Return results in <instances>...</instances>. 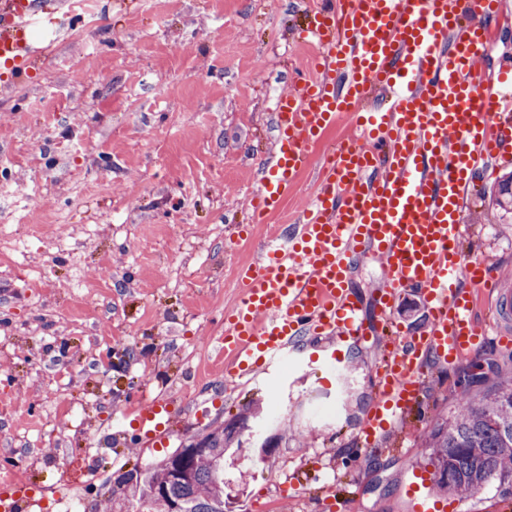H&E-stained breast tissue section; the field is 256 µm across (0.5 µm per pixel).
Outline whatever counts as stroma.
I'll return each mask as SVG.
<instances>
[{"label": "stroma", "instance_id": "obj_1", "mask_svg": "<svg viewBox=\"0 0 512 512\" xmlns=\"http://www.w3.org/2000/svg\"><path fill=\"white\" fill-rule=\"evenodd\" d=\"M296 0H112L84 41L60 38L23 79L0 71V219L44 228L26 259L0 263V412L38 444L9 459L34 488L80 486L109 512L103 489L134 466L162 460L184 442L237 421L245 406L264 417L224 453L227 512H407L414 470L430 472L428 423L512 374V350L491 339L453 364L432 365L427 421L409 416L369 451L357 435L373 394L380 337L352 349L346 379L314 356L313 342L284 353L251 379L228 380L217 351L224 311L240 300L237 271L280 242L321 188L323 146L350 139L346 123L311 149V166L280 210L259 218L254 202L273 147L272 112L315 45ZM512 161L494 164L462 211L466 257L512 284V228L486 194ZM40 264L49 282L35 284ZM379 259L357 262L353 289L377 321ZM105 364L87 366L91 344ZM70 378L56 387L58 369ZM167 391L178 433L140 437L122 416L141 384ZM209 401L195 417L196 403ZM76 413H51L56 403ZM278 438L271 456L261 443ZM95 446L97 456L83 454Z\"/></svg>", "mask_w": 512, "mask_h": 512}]
</instances>
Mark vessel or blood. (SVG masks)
I'll return each instance as SVG.
<instances>
[{
  "mask_svg": "<svg viewBox=\"0 0 512 512\" xmlns=\"http://www.w3.org/2000/svg\"><path fill=\"white\" fill-rule=\"evenodd\" d=\"M499 0H313L306 31L318 53L275 104V150L260 175L259 214L275 211L310 165L311 145L338 120L355 131L320 169L324 189L291 225L285 242L237 273L240 302L224 312V370L245 374L271 364L300 336L327 337L331 367L371 328L352 292L354 264L382 259L389 314L399 291L416 292L425 331L396 326L374 373L362 423L366 446L418 403L434 363L450 364L488 333L473 312L495 270L459 248L464 195L492 161L512 154V62L499 86L485 87L477 65L491 47ZM70 0H0V65L28 75L47 49L45 33L71 21ZM494 297L496 334L512 344V290ZM140 433L166 441L161 398L137 404ZM428 478L415 476L411 512H436Z\"/></svg>",
  "mask_w": 512,
  "mask_h": 512,
  "instance_id": "vessel-or-blood-1",
  "label": "vessel or blood"
}]
</instances>
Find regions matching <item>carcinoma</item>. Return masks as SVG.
<instances>
[{"label":"carcinoma","instance_id":"cac0c4a2","mask_svg":"<svg viewBox=\"0 0 512 512\" xmlns=\"http://www.w3.org/2000/svg\"><path fill=\"white\" fill-rule=\"evenodd\" d=\"M492 203L512 219V175L499 180ZM233 429L208 436L187 478L162 463L136 466L122 474L112 491L116 512H224V450ZM422 453L433 467V488L458 495L496 483L512 494V381L496 382L478 397L463 396L455 410L422 435Z\"/></svg>","mask_w":512,"mask_h":512}]
</instances>
